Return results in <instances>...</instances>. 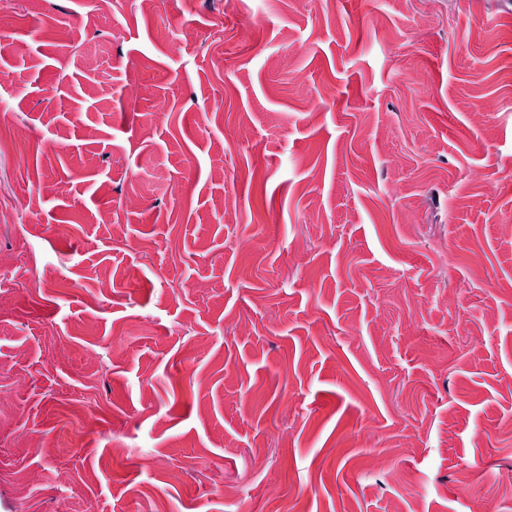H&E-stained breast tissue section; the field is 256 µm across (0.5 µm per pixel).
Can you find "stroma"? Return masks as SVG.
<instances>
[{
    "instance_id": "35a3bbf8",
    "label": "stroma",
    "mask_w": 512,
    "mask_h": 512,
    "mask_svg": "<svg viewBox=\"0 0 512 512\" xmlns=\"http://www.w3.org/2000/svg\"><path fill=\"white\" fill-rule=\"evenodd\" d=\"M0 199V512H512V0H0Z\"/></svg>"
}]
</instances>
